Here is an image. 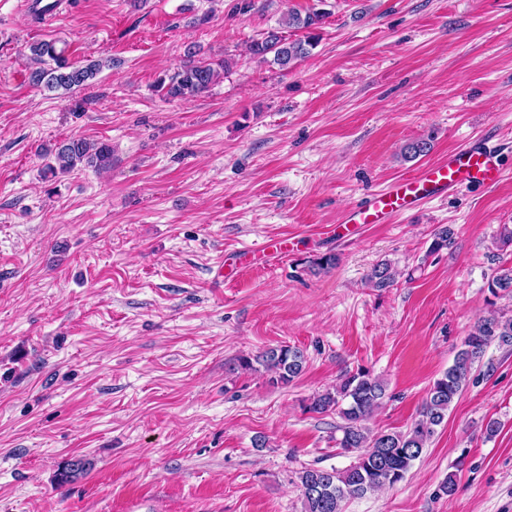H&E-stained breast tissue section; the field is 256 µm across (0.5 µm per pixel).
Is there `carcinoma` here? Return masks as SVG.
I'll list each match as a JSON object with an SVG mask.
<instances>
[{
	"mask_svg": "<svg viewBox=\"0 0 512 512\" xmlns=\"http://www.w3.org/2000/svg\"><path fill=\"white\" fill-rule=\"evenodd\" d=\"M325 13L313 10L306 15L291 11L288 26L304 29L307 35L291 40L278 28H272L249 46L251 55L263 63H272L287 70L307 57L316 44V35L309 32ZM38 67L28 76L31 86L43 90H71L93 79L99 64L80 66L70 61L66 48L57 47L54 40H42L29 45ZM197 51L187 49V62L173 74L156 80L155 90L165 99H189L206 92L221 74L229 70L225 60H197ZM54 163L46 172H68L78 167L105 170L112 165V146L106 142H90L81 136L70 137L54 150ZM451 227L440 228L433 236L430 252L436 253L452 243ZM398 272L392 263H377L368 274L374 288L394 285ZM487 288L495 296L512 298V266L498 267L488 279ZM496 343L512 346V316L492 311L480 317L461 348L452 366L435 379L427 391L419 417L405 431L371 433L363 426L367 415L379 407L386 397L384 382L367 371L343 374L332 391L316 395L309 410L326 413L336 410L344 420L342 436L337 445L346 453L355 454L354 461L343 469L308 467L299 472V483L305 512H342V503L360 498L386 486L402 481L434 436L436 428L445 421L448 409L463 390L472 367L486 348ZM306 358L298 348L279 345L254 358H244L243 367L251 369L257 363L276 374L275 381L288 384L298 377Z\"/></svg>",
	"mask_w": 512,
	"mask_h": 512,
	"instance_id": "obj_1",
	"label": "carcinoma"
}]
</instances>
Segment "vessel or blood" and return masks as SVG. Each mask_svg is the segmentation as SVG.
<instances>
[{"label": "vessel or blood", "mask_w": 512, "mask_h": 512, "mask_svg": "<svg viewBox=\"0 0 512 512\" xmlns=\"http://www.w3.org/2000/svg\"><path fill=\"white\" fill-rule=\"evenodd\" d=\"M504 177L497 145L482 138L471 140L449 152L447 158L426 164L413 176L398 179L349 207L336 234L343 238L359 225L388 223L393 216L416 211L426 202L448 197L471 183L491 187Z\"/></svg>", "instance_id": "vessel-or-blood-1"}]
</instances>
